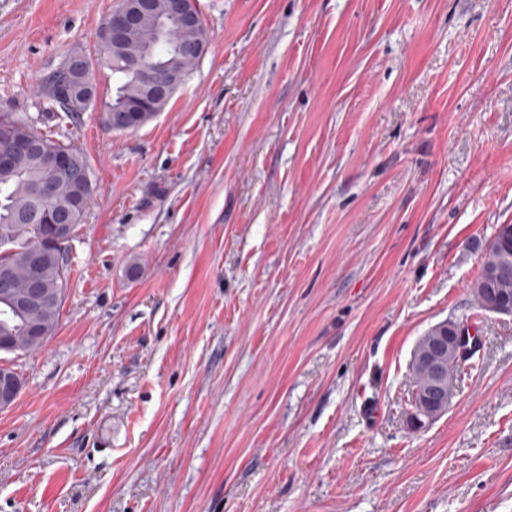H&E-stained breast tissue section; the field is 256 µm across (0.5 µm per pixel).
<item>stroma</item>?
Segmentation results:
<instances>
[{"mask_svg": "<svg viewBox=\"0 0 512 512\" xmlns=\"http://www.w3.org/2000/svg\"><path fill=\"white\" fill-rule=\"evenodd\" d=\"M120 0H0V113L86 156L54 335L0 353V512H512V0H197L206 53L135 130L43 120ZM473 324L448 411L412 350ZM500 228V225L498 226ZM498 228L494 234V237L489 242L484 252L481 271L477 279L472 284L473 297L481 309L489 311L491 298L488 292L484 291V288H494L499 294L506 297V299L512 297V270H510V257L509 254L503 258L502 269L499 275H507L499 278L494 277V273L498 270L502 263L503 248L499 237L497 236ZM490 282L489 285H487ZM481 288V289H478ZM15 375L18 377L16 373ZM18 378L8 366L0 365V410L10 407L17 399L21 390V382Z\"/></svg>", "mask_w": 512, "mask_h": 512, "instance_id": "obj_1", "label": "stroma"}]
</instances>
